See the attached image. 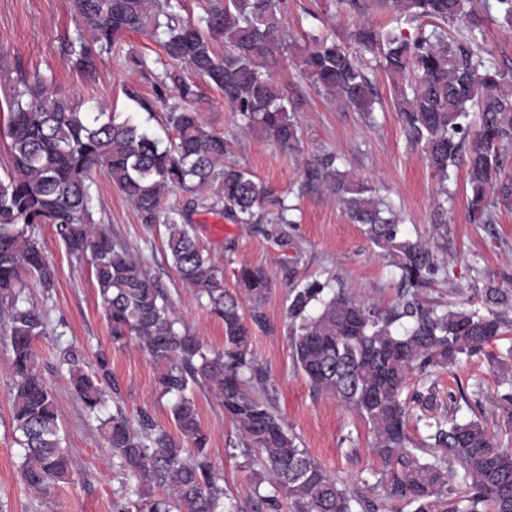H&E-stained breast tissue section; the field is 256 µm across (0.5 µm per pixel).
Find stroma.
Segmentation results:
<instances>
[{
  "label": "stroma",
  "instance_id": "35a3bbf8",
  "mask_svg": "<svg viewBox=\"0 0 512 512\" xmlns=\"http://www.w3.org/2000/svg\"><path fill=\"white\" fill-rule=\"evenodd\" d=\"M287 4L283 28L292 38L332 31L338 39H348L355 17L337 8L336 0H287ZM79 26L70 0H0V106L17 88L20 74L38 73L52 80L81 111L105 109L168 141L172 98L159 96L154 89L161 70L157 63L161 47L145 36L127 35L122 41L124 51L145 56L148 68L120 64L106 53L95 77L89 78L73 69L63 55L64 44ZM270 72L279 84L288 86L298 103L297 117L304 131L301 154L282 151L260 130L240 132L238 117L214 86L202 85L198 108L208 128L236 135L235 156L249 171L275 194L298 204L295 223L242 226L200 208L190 224L200 245L223 270L226 288H235L241 266L268 270L272 288L262 309L265 322L251 328V350L266 377V395L299 447L355 487L360 480L373 479L380 461L369 448L367 424L335 399L314 393L296 369L287 333L288 288L307 279L335 277L355 296L386 306L397 297L399 271L368 240L362 226L349 220L336 196L324 190L293 196L305 160L323 151L341 154L345 170L367 181L394 208L409 235H429L433 224L446 221L448 250L440 256L445 276L436 279L430 295L451 304L467 301L489 282L512 288V209L493 208L492 224L470 223L461 166L451 170V200L439 196L437 176L420 148L406 141L393 104L392 82L383 70L369 72L377 93L371 122L318 93L300 77L288 51L276 52ZM94 179L95 221L109 225L157 279L173 304L177 329L198 336L210 349H223L224 323L201 306L179 278L167 251L164 225L141 223L134 206L113 187L105 170H97ZM37 235L53 286L47 290L38 281L26 279L21 298L46 315L47 334L35 347L41 373L56 394L73 479L44 496L23 483V450L11 427V379L5 369L9 347L0 338V512H114L121 485L114 477L112 457L98 421L87 415L70 385L67 369L60 363L61 349L69 348L87 370L96 367L98 358H105L127 414L135 418L147 412L173 435L178 432L171 413L174 398L161 394L157 369L137 340L113 345L90 260L71 256L51 225L40 227ZM511 345L512 338L497 339L483 353L463 359L453 372L440 374L436 385L440 401L451 405L459 391H471L474 382H482V410L488 426L503 431L502 412L493 399L512 380V362L500 360ZM190 395L209 434L211 459L224 478L225 500L244 503L252 475L261 464L241 455L233 424L209 394L196 386Z\"/></svg>",
  "mask_w": 512,
  "mask_h": 512
}]
</instances>
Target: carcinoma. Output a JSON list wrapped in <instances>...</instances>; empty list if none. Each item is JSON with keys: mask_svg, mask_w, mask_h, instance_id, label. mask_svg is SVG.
Instances as JSON below:
<instances>
[{"mask_svg": "<svg viewBox=\"0 0 512 512\" xmlns=\"http://www.w3.org/2000/svg\"><path fill=\"white\" fill-rule=\"evenodd\" d=\"M477 0H338L360 18L349 42L336 34H306L302 41L276 38L286 0H206L196 23L183 21L172 0H72L90 36L78 30L65 55L73 68L95 73L104 52L129 33L158 39L174 67H164L160 89L178 102L167 114L174 131L168 145L130 120L99 110L92 116L72 105L39 75L22 82L9 100L7 176L0 179V334L11 347L12 426L24 450L21 478L38 494L71 481L67 437L55 394L43 379L35 342L46 335L43 314L20 300L25 272L51 287L37 238L43 224L55 227L67 251L90 256L112 341L133 337L158 367L165 394L177 397L171 412L185 444L145 414L133 426L120 405L106 418L103 381L107 362L89 373L64 353L70 382L100 430L121 477L124 503L116 512H381L365 491L349 490L288 432L256 387L263 376L250 350L247 320L262 321L271 280L266 269L238 270L239 289L224 288V274L187 229L197 206L218 211L235 224H259L258 210L278 207L277 223L294 207L233 159V142L208 129L196 104L199 86L191 71L219 89L243 128L259 127L291 153L301 151L303 129L291 113L288 91L268 71L275 45L293 48L302 78L345 108L371 116L373 87L354 48L407 78L395 87L394 106L407 140L421 147L448 195V169L465 160L476 224L492 223L490 207L512 206V178L503 176L505 146L512 143V71L486 63L477 53L473 8ZM391 6L395 26L365 20L373 8ZM472 20L469 36L448 37V23ZM431 29H426V21ZM416 29L413 36L405 27ZM224 40V53L214 42ZM107 119H102V116ZM343 159L325 152L307 162L304 185L334 194L350 219L400 271L396 301L387 307L354 297L340 284L317 278L288 291V339L293 362L317 394L334 398L368 425L380 459L375 486L412 512H512V448H504L481 421L457 418L452 407L437 412L435 384L403 397L410 374L429 377L453 367L463 355L483 352L509 324L512 289L486 284L478 304L448 305L427 296L447 250L448 225L412 238L398 216L362 179L341 169ZM103 168L144 224L163 223L174 269L198 301L224 321L225 346L209 349L175 328L172 305L150 271L112 229L91 212L92 173ZM173 188L189 194L182 208L165 205ZM207 391L237 429L247 454L256 449L276 483L264 493L257 473L245 507L224 502V479L208 453L189 387ZM425 434L411 435L410 419ZM161 490L155 494V490Z\"/></svg>", "mask_w": 512, "mask_h": 512, "instance_id": "cac0c4a2", "label": "carcinoma"}]
</instances>
